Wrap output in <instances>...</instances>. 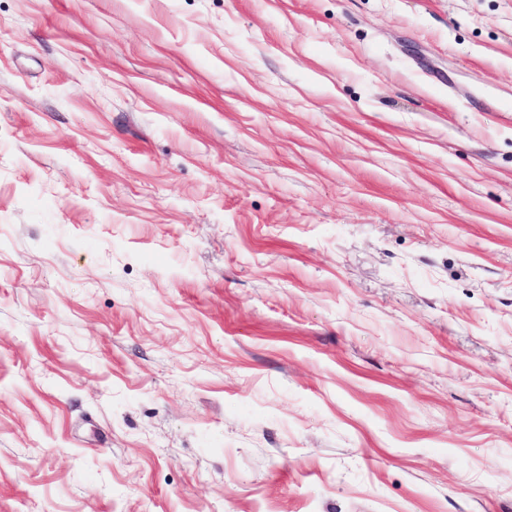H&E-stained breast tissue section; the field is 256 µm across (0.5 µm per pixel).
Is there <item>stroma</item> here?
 I'll use <instances>...</instances> for the list:
<instances>
[{"mask_svg":"<svg viewBox=\"0 0 512 512\" xmlns=\"http://www.w3.org/2000/svg\"><path fill=\"white\" fill-rule=\"evenodd\" d=\"M0 512H512V0H0Z\"/></svg>","mask_w":512,"mask_h":512,"instance_id":"1","label":"stroma"}]
</instances>
